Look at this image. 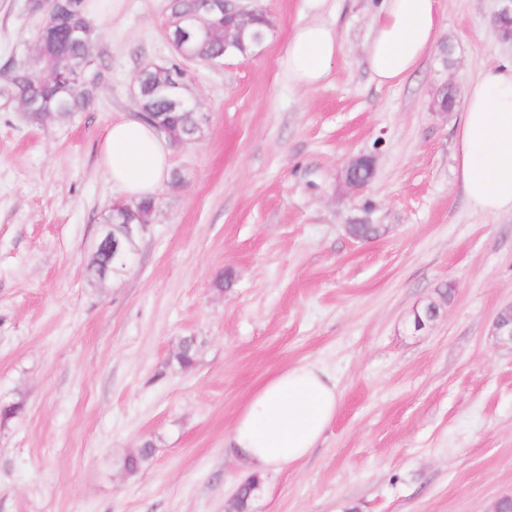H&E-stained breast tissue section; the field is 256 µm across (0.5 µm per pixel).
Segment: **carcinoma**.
Returning <instances> with one entry per match:
<instances>
[{"instance_id":"cac0c4a2","label":"carcinoma","mask_w":512,"mask_h":512,"mask_svg":"<svg viewBox=\"0 0 512 512\" xmlns=\"http://www.w3.org/2000/svg\"><path fill=\"white\" fill-rule=\"evenodd\" d=\"M85 0H72L70 12L61 17L54 13L48 18L53 36L45 39L39 32L32 36V51L24 60L13 64L0 73V105L19 106L35 100L41 111L31 114V119L40 123L48 119L67 120L74 113L83 111L91 101L92 91L97 77L85 81L57 80L59 74L69 69V64L82 55L91 40L80 42L70 35V29L76 25H87L97 30L85 17ZM197 9V0H169L167 6L168 33L177 30L175 22H183L192 17ZM175 57L168 66L170 72L182 75L181 61L185 56L198 60H211L224 56V24L213 26L209 35L191 41L173 45ZM135 105L139 112H155L157 120L168 124L183 138H198L201 130L196 127L199 109H172L167 103V92L159 91L148 85L138 90ZM153 453L150 444L129 456L125 467L129 471L139 469Z\"/></svg>"}]
</instances>
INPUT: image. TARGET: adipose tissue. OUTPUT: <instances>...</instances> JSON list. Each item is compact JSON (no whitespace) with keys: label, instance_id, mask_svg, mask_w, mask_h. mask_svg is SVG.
Instances as JSON below:
<instances>
[{"label":"adipose tissue","instance_id":"obj_1","mask_svg":"<svg viewBox=\"0 0 512 512\" xmlns=\"http://www.w3.org/2000/svg\"><path fill=\"white\" fill-rule=\"evenodd\" d=\"M439 0H380L368 61L378 84L402 81L435 44ZM340 47L321 24L299 26L283 64L295 84L319 82ZM101 159L113 182L139 201L153 197L170 169L169 151L136 118L112 123ZM468 200L482 213H512V62L485 67L465 85L454 154ZM339 392L325 368L293 365L268 380L239 415L230 446L259 479L305 459L336 415Z\"/></svg>","mask_w":512,"mask_h":512}]
</instances>
